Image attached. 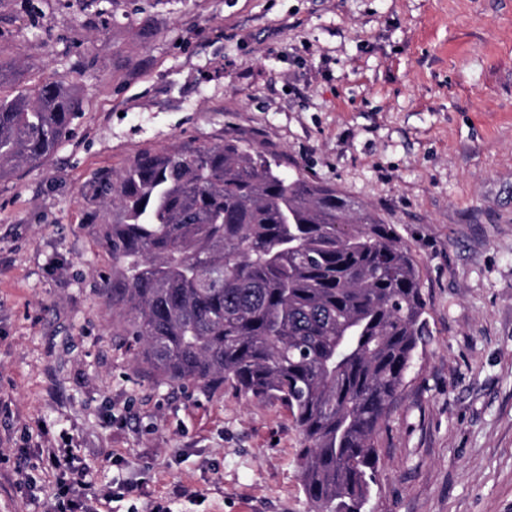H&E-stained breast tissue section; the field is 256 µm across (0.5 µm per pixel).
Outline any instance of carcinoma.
<instances>
[{
  "instance_id": "carcinoma-1",
  "label": "carcinoma",
  "mask_w": 512,
  "mask_h": 512,
  "mask_svg": "<svg viewBox=\"0 0 512 512\" xmlns=\"http://www.w3.org/2000/svg\"><path fill=\"white\" fill-rule=\"evenodd\" d=\"M0 180L50 157L79 117L74 85L4 92ZM112 211L102 295L155 384H229L285 404L303 435L310 512H361L379 430L428 333L418 261L392 224L236 140L144 149L101 170Z\"/></svg>"
}]
</instances>
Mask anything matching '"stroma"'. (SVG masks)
<instances>
[{
	"label": "stroma",
	"instance_id": "1",
	"mask_svg": "<svg viewBox=\"0 0 512 512\" xmlns=\"http://www.w3.org/2000/svg\"><path fill=\"white\" fill-rule=\"evenodd\" d=\"M0 59L11 91L74 83L82 105L0 180V512L53 496L43 448L140 487L112 512H308L287 407L137 382L99 295L95 174L227 137L374 209L419 262L429 334L362 512H512V0H0Z\"/></svg>",
	"mask_w": 512,
	"mask_h": 512
}]
</instances>
